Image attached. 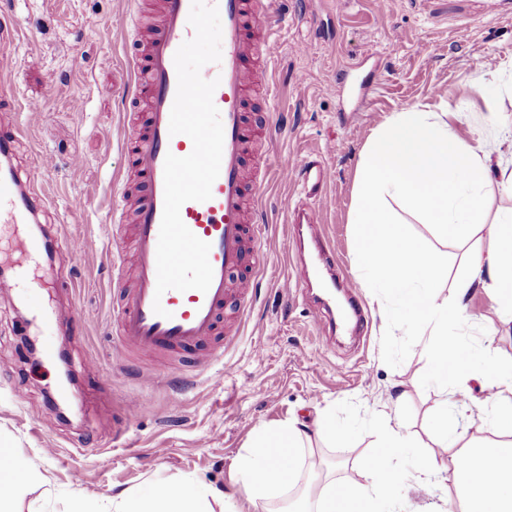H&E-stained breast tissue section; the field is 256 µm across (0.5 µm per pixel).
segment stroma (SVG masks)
Instances as JSON below:
<instances>
[{"mask_svg":"<svg viewBox=\"0 0 512 512\" xmlns=\"http://www.w3.org/2000/svg\"><path fill=\"white\" fill-rule=\"evenodd\" d=\"M124 8V0H0V19L14 29L5 49L19 65L14 79L0 83L15 105L0 119L27 131L14 159L18 171H28L35 156L49 159L39 179L53 205L40 220L57 229L54 256L34 272L39 288L23 284L0 295V438L45 477L15 495L16 512H29L43 499L58 507L73 493L109 496L157 481L173 484L187 474L232 496L236 512H254L238 493L234 459L259 427L294 417L305 423L308 447L336 478L363 482L361 460L373 442L366 423L380 409V394L404 390L399 412L421 435L440 396L417 337L386 335L381 315L388 300L378 289L357 291L370 314L366 337L322 349L309 299L283 287L292 275L290 209L301 198L292 185L272 178L261 189L268 267L237 334L225 338L223 357L165 388L140 379L142 360L125 370L114 362V246L104 217L113 180L124 168L118 97L130 78L119 26ZM276 10L275 30L286 51L274 69L277 96L265 159L271 164L287 154L311 155L332 170L317 207L337 258L355 278L354 188L373 132L392 113L416 105L447 113L464 141L472 140L488 105L512 121V0H277ZM297 44L304 52H294ZM489 59L499 72L484 83ZM344 68L350 75L341 84L337 75ZM77 102L82 110L76 114ZM32 103L42 104L43 112H28ZM86 193L88 206L70 213L71 199ZM398 215L410 237L441 252L456 271L466 242L438 238L406 210ZM78 238L92 240L93 248L73 254L70 243ZM465 316L462 357L488 342L501 358L512 359V331L501 330L482 291L467 298ZM47 339L66 345L78 380L75 414L67 420L48 402L62 378L56 353L32 357L26 350L27 343ZM88 363L111 372V385L89 382ZM224 369L223 385L211 384L210 376ZM131 397L144 407L128 423L124 407ZM322 409L349 432L348 440L317 433L314 420ZM414 466L411 454L398 461L400 505L407 512H451L455 492L416 482Z\"/></svg>","mask_w":512,"mask_h":512,"instance_id":"35a3bbf8","label":"stroma"}]
</instances>
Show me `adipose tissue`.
Masks as SVG:
<instances>
[{
  "mask_svg": "<svg viewBox=\"0 0 512 512\" xmlns=\"http://www.w3.org/2000/svg\"><path fill=\"white\" fill-rule=\"evenodd\" d=\"M512 194V162L493 159L484 137L460 140L444 112L420 107L393 113L366 145L359 169L356 259L364 287L381 290L394 309H411L426 325L424 341L434 365L433 384L448 401L440 402L426 436L407 431L399 416H384L374 427V447L364 460V483L328 478L307 488L299 512H394L398 482L395 461L417 454V481L453 486L462 512H512V362L492 349L477 365L460 359L456 331L466 322L465 301L482 290L493 302L502 326L512 325V211L487 219L490 186ZM404 203L421 223L443 240L487 238L488 249L472 250L456 276H449L438 251L406 235L390 201ZM451 295H444V280ZM485 378L487 392L475 401L469 381ZM482 404L476 435L458 428L457 418ZM308 438L297 421L262 427L235 460L240 492L258 512H271L273 498L295 483L304 464ZM447 448L445 458L425 452L426 442ZM220 497L209 484L188 476L172 485L153 483L109 498H77L64 512H215Z\"/></svg>",
  "mask_w": 512,
  "mask_h": 512,
  "instance_id": "1",
  "label": "adipose tissue"
}]
</instances>
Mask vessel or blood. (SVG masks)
Listing matches in <instances>:
<instances>
[{
	"label": "vessel or blood",
	"mask_w": 512,
	"mask_h": 512,
	"mask_svg": "<svg viewBox=\"0 0 512 512\" xmlns=\"http://www.w3.org/2000/svg\"><path fill=\"white\" fill-rule=\"evenodd\" d=\"M219 10L223 37L220 63L206 65L205 79H219L213 100L220 112L224 130L220 174L212 186V196L204 202L182 205L180 216L189 230L209 243V261L213 278L207 292L174 289L157 293V245L164 207V162L167 154L178 157L193 150L191 139L183 134L170 135L169 121L177 91L174 55L183 42L194 35L188 22L191 0H161L144 52L131 58L133 74L119 96L126 112L146 106V124L135 136H125L122 152L135 172L140 190L118 183L117 199L108 217L121 224L125 213L134 216L132 249L135 258L133 287L115 280L119 302L113 313L120 353L157 354L164 351H188L215 336L224 310L244 308V290L255 287L258 273H243L247 249H260L263 236L259 219L245 221L246 191L243 181L245 148L255 134L246 119V93L255 82L252 63L256 58L276 62L282 44L276 37L273 4L275 0H212ZM22 129L0 125V224L37 223L51 202L35 175L21 177L13 165L14 147ZM293 182L306 198L321 195L333 173L321 161L304 158L279 160L276 168L260 167L257 182L270 175ZM292 222L304 230L294 262L291 288L305 290L312 276L340 280L348 293L356 283L341 276L336 250L327 240L319 210L302 207L292 212ZM56 242L55 232L27 240L15 260V272L0 274V292L14 291L20 278L44 256L50 255ZM164 315H157L155 305Z\"/></svg>",
	"instance_id": "1"
}]
</instances>
